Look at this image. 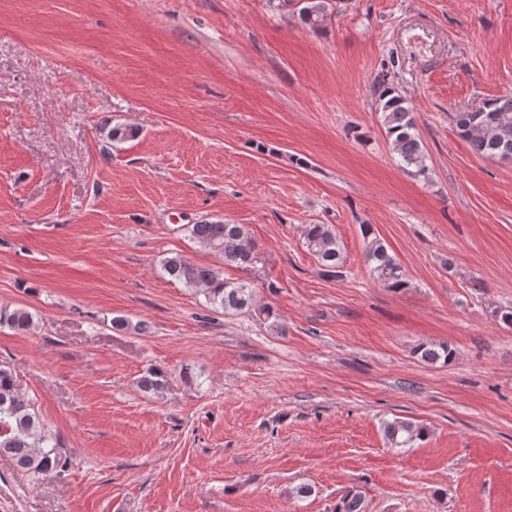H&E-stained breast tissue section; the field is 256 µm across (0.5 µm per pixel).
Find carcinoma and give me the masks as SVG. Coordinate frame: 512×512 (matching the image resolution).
<instances>
[{
    "mask_svg": "<svg viewBox=\"0 0 512 512\" xmlns=\"http://www.w3.org/2000/svg\"><path fill=\"white\" fill-rule=\"evenodd\" d=\"M279 7H292L302 22L320 29L331 18V0H276ZM382 122L402 169L414 177L428 178L427 153L418 132L416 119L407 100L385 82L379 83ZM450 120L473 152L492 159H512V96L487 102L475 112H456ZM186 230L199 244L224 258L226 266H245L252 261V247L245 229L239 224L222 222L188 224ZM365 259L376 280L387 288L407 285L401 264L389 252L383 238L370 224L361 227ZM306 244L315 256L324 276L339 277L345 264L344 247L327 224H310L304 230ZM161 268L171 279L193 288L214 311L237 314L253 306L254 294L248 285L224 277L212 267L193 263L175 254L162 261ZM33 322L24 308H0V325L26 331ZM416 355L426 363H448L453 350L446 343L422 344ZM164 374L153 368L140 381L145 392L154 394L164 388ZM390 444L406 448L423 437L424 430L395 418L384 423ZM61 437L42 420L32 401L21 394L12 369L0 363V455L11 457L16 465L39 475L51 470L63 471L68 460L63 456ZM335 512H364L361 495L350 492L336 504Z\"/></svg>",
    "mask_w": 512,
    "mask_h": 512,
    "instance_id": "carcinoma-1",
    "label": "carcinoma"
}]
</instances>
